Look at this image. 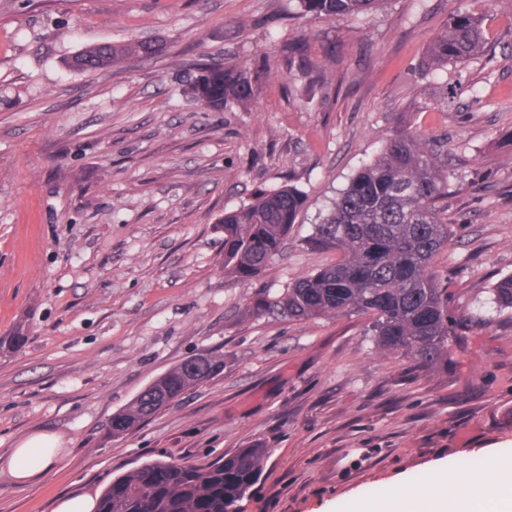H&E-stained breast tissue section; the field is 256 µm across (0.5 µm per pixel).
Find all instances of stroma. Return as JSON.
I'll list each match as a JSON object with an SVG mask.
<instances>
[{
  "mask_svg": "<svg viewBox=\"0 0 512 512\" xmlns=\"http://www.w3.org/2000/svg\"><path fill=\"white\" fill-rule=\"evenodd\" d=\"M460 8L484 16L493 75L473 59L418 78ZM127 41L162 49L68 65ZM294 42L336 60L313 100L295 75L262 82L248 112L185 91L200 62L273 68ZM406 127L448 150L452 239L436 265L461 317L449 359L378 348L365 316H247L258 293L335 262L308 236ZM284 184L304 205L280 254L241 282L217 222ZM510 272L512 12L494 0H387L334 20L299 0H0V512H55L146 461L206 464L256 444L268 455L240 512H352L438 465L512 464V320L491 305ZM211 351L220 374L108 435L153 380ZM40 433L60 461L17 484L7 458ZM159 46L152 42H130L122 45L100 43L90 46L75 55L69 66L83 71L106 69L123 60H139L154 55Z\"/></svg>",
  "mask_w": 512,
  "mask_h": 512,
  "instance_id": "obj_1",
  "label": "stroma"
}]
</instances>
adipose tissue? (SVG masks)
Masks as SVG:
<instances>
[{
    "instance_id": "adipose-tissue-1",
    "label": "adipose tissue",
    "mask_w": 512,
    "mask_h": 512,
    "mask_svg": "<svg viewBox=\"0 0 512 512\" xmlns=\"http://www.w3.org/2000/svg\"><path fill=\"white\" fill-rule=\"evenodd\" d=\"M57 461L55 439L40 435L15 448L7 468L16 482L26 483L40 477ZM508 485L512 486V471L492 458L487 464L485 482L473 483L469 471L457 466L449 473L433 476L423 487L396 486L387 502L362 504L359 512H469L491 491Z\"/></svg>"
}]
</instances>
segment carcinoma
<instances>
[{"label":"carcinoma","mask_w":512,"mask_h":512,"mask_svg":"<svg viewBox=\"0 0 512 512\" xmlns=\"http://www.w3.org/2000/svg\"><path fill=\"white\" fill-rule=\"evenodd\" d=\"M387 0H301L303 11L325 19L358 16ZM152 42L100 43L75 55L69 66L98 71L123 60L154 55ZM481 15L467 9L448 17L426 51L421 71L466 62L484 52ZM298 71L313 79L325 64L305 55L304 45L282 51L280 69L244 63L198 64L210 78L187 91L206 106L248 110L262 80ZM442 142L411 128L390 137L380 153L340 192L331 213L315 225L308 244L339 254L338 260L295 280L280 295L260 293L248 312L277 309L290 319L365 315L375 343L401 353L417 365L448 354L458 318L436 259L448 247L449 225L441 204L448 196V168ZM303 206L293 185L261 191L256 199L224 212V270L248 281L280 253ZM498 311H512V274L491 288ZM224 370V355L192 357L156 378L110 421L109 433L124 435L166 408L191 387ZM267 449L240 448L213 463L156 460L113 480L97 512H238L239 503L261 476Z\"/></svg>","instance_id":"carcinoma-1"}]
</instances>
